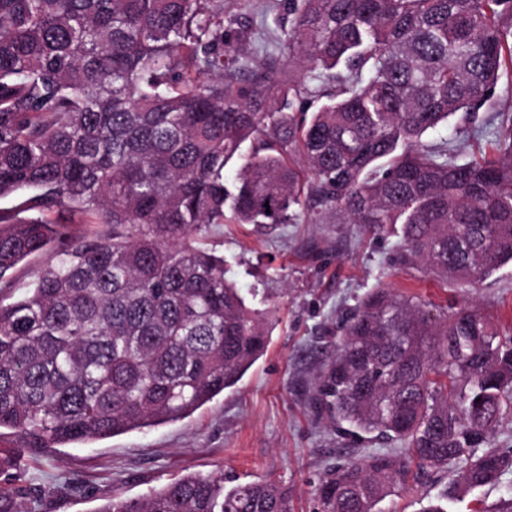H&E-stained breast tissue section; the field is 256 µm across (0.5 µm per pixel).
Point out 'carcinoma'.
<instances>
[{
	"instance_id": "cac0c4a2",
	"label": "carcinoma",
	"mask_w": 512,
	"mask_h": 512,
	"mask_svg": "<svg viewBox=\"0 0 512 512\" xmlns=\"http://www.w3.org/2000/svg\"><path fill=\"white\" fill-rule=\"evenodd\" d=\"M288 14L281 64L256 59L224 0H0V198L29 193L0 210V288L52 253L0 301V430L26 447L181 420L241 381L264 322L196 245L228 217L297 224L315 203L400 235L405 264L457 288L512 263V107L495 111L493 158L422 141L512 68V0H289ZM308 95L326 102L308 113ZM317 403L347 435L404 445L336 466L317 512H378L405 456L454 468V492L494 486L512 456L477 448L512 419V337L476 309L376 288ZM0 512L35 507L1 488ZM96 512H289L288 489L185 474ZM50 259V253H43L28 258L25 263L20 265L13 273V278L15 279L14 288H3L0 293L3 302L5 304L11 303L22 296L33 280L34 272L49 262Z\"/></svg>"
}]
</instances>
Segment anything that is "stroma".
<instances>
[{
	"instance_id": "stroma-1",
	"label": "stroma",
	"mask_w": 512,
	"mask_h": 512,
	"mask_svg": "<svg viewBox=\"0 0 512 512\" xmlns=\"http://www.w3.org/2000/svg\"><path fill=\"white\" fill-rule=\"evenodd\" d=\"M512 102V69L502 71L492 104L457 114L425 135L448 139L461 155L492 150L493 103ZM251 308L268 310L267 347L242 381L191 417L143 431L56 448H19L15 435L0 448H18L21 466L0 485L41 495L39 512H96L109 498L136 499L188 473L288 487L290 512H315V493L333 466L384 452L385 440L361 442L337 433L315 408L314 378L334 351L339 323L369 291L388 288L437 307L473 306L512 334V264L476 290L446 286L420 268L401 264L400 239L359 224H223L207 234ZM452 475L435 470L408 476L382 512H489L512 497V470L496 486L447 498Z\"/></svg>"
}]
</instances>
